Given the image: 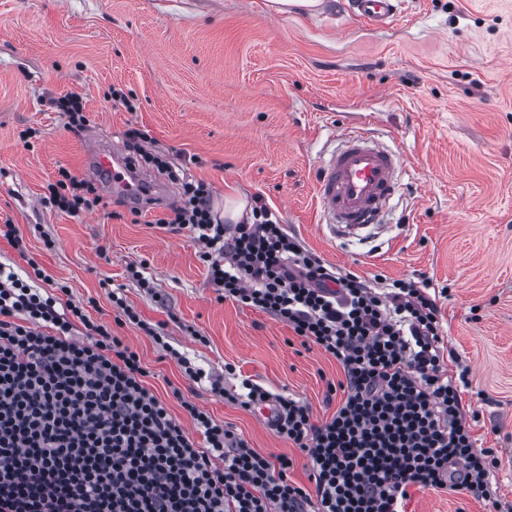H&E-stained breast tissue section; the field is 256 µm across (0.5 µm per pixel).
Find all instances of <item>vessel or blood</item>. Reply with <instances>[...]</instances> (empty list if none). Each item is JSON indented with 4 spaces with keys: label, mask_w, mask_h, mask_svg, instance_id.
<instances>
[{
    "label": "vessel or blood",
    "mask_w": 512,
    "mask_h": 512,
    "mask_svg": "<svg viewBox=\"0 0 512 512\" xmlns=\"http://www.w3.org/2000/svg\"><path fill=\"white\" fill-rule=\"evenodd\" d=\"M401 0H350L349 8L373 27L389 25L400 11ZM337 148L322 155L314 167L320 208L330 228L343 237L360 236L373 226L399 192L402 156L374 138L365 126L344 129ZM111 151L91 147L85 171L104 178L107 187L125 195L132 208L146 211L163 199L159 184L142 172L120 173Z\"/></svg>",
    "instance_id": "obj_1"
}]
</instances>
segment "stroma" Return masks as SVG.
<instances>
[{"label": "stroma", "instance_id": "obj_1", "mask_svg": "<svg viewBox=\"0 0 512 512\" xmlns=\"http://www.w3.org/2000/svg\"><path fill=\"white\" fill-rule=\"evenodd\" d=\"M267 0H0V263L36 261L91 319L114 325L110 292L226 389L249 378L330 418L328 383L341 366L306 348L288 325L218 301L187 230L133 216L121 197L73 217L46 204L59 168L82 176L84 135L49 101L80 94L89 127L119 153L144 129L146 152L210 183L215 212L228 198L266 203L326 264L362 276L432 279L446 288L445 344L469 367L464 403L478 411V448L499 467L487 498L410 488L406 512H512V0H403L388 26L351 19L345 0L277 15ZM135 111L113 106L110 88ZM367 125L406 159L403 190L379 226L343 239L321 224L313 169L349 124ZM142 269L141 287L130 274ZM115 333L149 372L146 385L175 419L180 387L265 455L305 454L248 411L194 383L144 332Z\"/></svg>", "mask_w": 512, "mask_h": 512}]
</instances>
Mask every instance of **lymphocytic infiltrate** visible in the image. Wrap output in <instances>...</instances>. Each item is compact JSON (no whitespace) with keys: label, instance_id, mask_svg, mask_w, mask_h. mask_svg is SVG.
I'll return each mask as SVG.
<instances>
[{"label":"lymphocytic infiltrate","instance_id":"lymphocytic-infiltrate-1","mask_svg":"<svg viewBox=\"0 0 512 512\" xmlns=\"http://www.w3.org/2000/svg\"><path fill=\"white\" fill-rule=\"evenodd\" d=\"M161 228L188 230L219 299L270 314L339 363L333 416L314 424L302 401L250 380L227 400L274 403L271 426L305 453L313 489L290 457L269 456L172 388L195 442L145 385L149 372L82 305L33 288L46 275L0 265V512H406L411 487L482 493L497 469L476 449L449 375L433 283L340 272L288 235L262 197L252 220L222 224L210 184L182 176ZM48 203L71 216L103 203L59 168Z\"/></svg>","mask_w":512,"mask_h":512}]
</instances>
